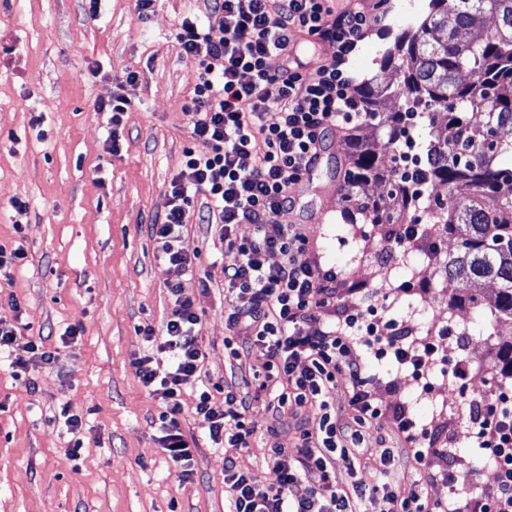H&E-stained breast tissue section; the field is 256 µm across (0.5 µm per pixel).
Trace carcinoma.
<instances>
[{
  "label": "carcinoma",
  "mask_w": 512,
  "mask_h": 512,
  "mask_svg": "<svg viewBox=\"0 0 512 512\" xmlns=\"http://www.w3.org/2000/svg\"><path fill=\"white\" fill-rule=\"evenodd\" d=\"M425 17L406 15L379 66L396 71L395 86L370 81L357 88L364 124L393 144L416 139L418 165L385 167L374 142L353 136L342 190L354 224L382 234L393 224H418L413 249L440 255L453 236L457 253L441 262L447 280L490 279L489 295L465 290L448 312L465 306L491 325L512 320V0H428ZM496 26H486V18ZM467 38L462 40L459 33ZM398 108L383 110L386 99ZM448 186L442 199L429 194ZM494 369L512 378V343L498 345Z\"/></svg>",
  "instance_id": "1"
}]
</instances>
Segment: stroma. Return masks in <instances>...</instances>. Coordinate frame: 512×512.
Here are the masks:
<instances>
[{
	"instance_id": "obj_1",
	"label": "stroma",
	"mask_w": 512,
	"mask_h": 512,
	"mask_svg": "<svg viewBox=\"0 0 512 512\" xmlns=\"http://www.w3.org/2000/svg\"><path fill=\"white\" fill-rule=\"evenodd\" d=\"M427 0H384L385 27H373L349 64L356 83L397 82L375 63L385 28L405 11L423 12ZM205 15L203 0H155L140 17L137 0H0V244L23 246L25 266L0 287V323L17 326L12 357L28 358L31 341L45 338L53 362L34 372L29 390L0 365V512H227L222 447L198 414L201 392L223 401L240 394L242 376L260 366L258 355L229 357L224 340V242L214 224L193 220L185 235L198 259L186 268L160 261L150 222L169 206L170 183L188 146L197 70L184 58L175 33L185 18ZM135 82H127L128 74ZM123 93L132 107L123 117L121 151H110L108 116L99 103ZM345 132L329 135L317 166L295 185L293 222L309 239L297 259L335 269L337 288L360 285L382 297L388 317L403 321L412 338L434 341L448 361L471 363L467 392L497 383L493 342L512 341V323L489 326L470 308L449 310L456 281L433 267L411 273L401 254L376 249L387 271L359 258L360 240L342 217L340 190L347 166ZM26 202V211L12 203ZM180 284L198 308L204 354L198 378L181 395V425L196 441L192 476L158 442L159 399L140 382L133 364L149 354L166 367L167 353L146 342L145 329L162 334L174 307L169 284ZM441 323L426 332L424 319ZM81 324L76 339L63 330ZM434 399L412 386L380 388L383 405H407L419 424L437 427L439 445L454 449L457 469L470 473L474 495L496 489L475 446L457 390L440 365L429 369ZM68 409L82 419L78 433L62 427ZM254 430L249 447L233 450L238 468L259 481L272 477L275 447L298 443L296 421L275 414L267 396L252 398L245 414ZM370 466L357 479L375 484L385 454L402 458L390 418L366 429Z\"/></svg>"
}]
</instances>
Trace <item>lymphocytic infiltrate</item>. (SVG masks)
I'll return each mask as SVG.
<instances>
[{
	"mask_svg": "<svg viewBox=\"0 0 512 512\" xmlns=\"http://www.w3.org/2000/svg\"><path fill=\"white\" fill-rule=\"evenodd\" d=\"M204 21L184 19L176 34L182 55L197 69L191 99L190 143L170 184V207L151 231L161 257L188 266L192 251L184 229L196 194L208 200L205 223L224 235V286L232 295L227 328L237 336L233 355L258 352L259 369L245 386L272 392L275 410L298 414L319 408L318 431L300 428L295 453L272 451L273 482L262 485L224 459V483L231 491L229 512H358V505L382 495L388 512H512V387L468 397L467 419L479 448L495 472V493L473 497L467 476L448 474V499L429 503L418 486L402 487L393 469H383L372 487L342 485L340 468L362 465L365 426L391 416L413 470L428 471L434 432L419 428L408 408L386 409L370 385L369 367L358 352L393 356L422 381L436 360L433 342L417 345L396 323H382L375 302L356 313L337 310L335 270L297 262L309 239L289 223L292 189L317 165L325 134L361 119L355 86L346 65L376 16L367 0H205ZM321 46L325 62L315 72L301 67L271 69L275 56L292 55L297 36ZM282 218L270 231L272 218ZM237 224L253 227L237 239ZM281 255L277 276L266 275L267 256ZM175 306L158 345L170 363L159 369L151 356L135 359L143 387L161 402L159 442L170 460L189 468L193 450L181 427L180 396L196 379L203 352L198 342L201 316L180 285H170ZM343 388L340 407L329 401ZM246 399L234 392L216 403L202 393L196 407L210 421L212 441L246 448L254 433L245 418Z\"/></svg>",
	"mask_w": 512,
	"mask_h": 512,
	"instance_id": "1",
	"label": "lymphocytic infiltrate"
}]
</instances>
